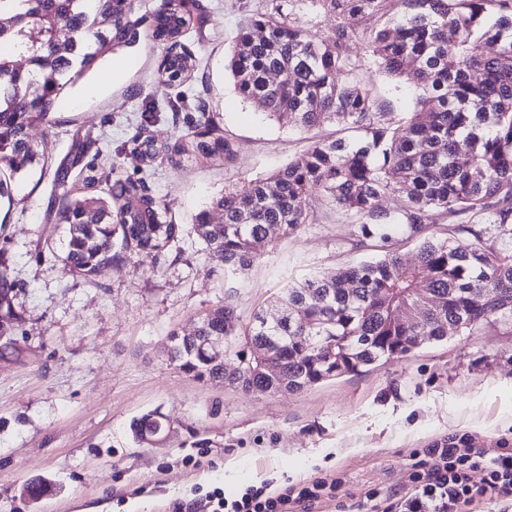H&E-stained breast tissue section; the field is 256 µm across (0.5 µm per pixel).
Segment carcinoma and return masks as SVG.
<instances>
[{"label": "carcinoma", "mask_w": 512, "mask_h": 512, "mask_svg": "<svg viewBox=\"0 0 512 512\" xmlns=\"http://www.w3.org/2000/svg\"><path fill=\"white\" fill-rule=\"evenodd\" d=\"M192 7L162 0L139 16L133 0H0V198L38 164L40 176L51 175L72 273L90 276L142 250L162 255L184 227L142 182L123 183L107 199L73 192L72 169H94L85 161L90 146L74 142L56 165L53 148L29 138L30 122L55 111L106 55L142 37L166 46L162 84L192 70L188 57L172 52ZM322 12L336 15L328 39L308 28ZM367 18L375 24L362 26ZM358 40L359 57L350 54ZM18 57L27 68L17 67ZM370 65L417 91L413 111H379L361 78ZM228 67L238 94L270 118L303 131L331 121L345 136L314 141L269 176L224 191L212 201L223 223H212L205 208L193 215L191 230L224 262V303L198 316L195 336L170 334L176 368L245 390L298 391L450 331L512 327V240H502L512 231V0H269L266 10L246 14ZM196 111L164 147L139 129L130 154L142 164L190 150L230 157L205 101ZM313 190L354 225L358 244L377 242L381 253L335 278L309 274L287 285L272 298L278 319L261 307L242 324L232 302L237 278L257 260L256 244L313 223L306 208ZM387 195L400 198L393 212L379 207ZM440 217L448 221L443 235H427ZM400 229L418 241L412 265L389 248ZM11 290L3 269V321L14 319ZM404 307L417 312L413 322L396 318ZM207 336L224 337V357L204 346ZM268 359L277 373L265 368ZM134 432L143 443L170 427L152 412Z\"/></svg>", "instance_id": "carcinoma-1"}]
</instances>
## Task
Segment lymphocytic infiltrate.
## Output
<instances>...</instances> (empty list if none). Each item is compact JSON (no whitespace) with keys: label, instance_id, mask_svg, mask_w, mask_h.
I'll return each instance as SVG.
<instances>
[{"label":"lymphocytic infiltrate","instance_id":"f902f5d3","mask_svg":"<svg viewBox=\"0 0 512 512\" xmlns=\"http://www.w3.org/2000/svg\"><path fill=\"white\" fill-rule=\"evenodd\" d=\"M483 469L481 484L470 473ZM410 489L400 496H384L379 490L369 498L381 500L382 512H466L483 498L512 507V448H478L469 443L444 441L424 449L422 459L411 466ZM336 483L319 478L291 485L278 493L247 488L236 500L226 501L221 492L202 502L203 512H316L323 500L333 498Z\"/></svg>","mask_w":512,"mask_h":512}]
</instances>
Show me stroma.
<instances>
[{
  "mask_svg": "<svg viewBox=\"0 0 512 512\" xmlns=\"http://www.w3.org/2000/svg\"><path fill=\"white\" fill-rule=\"evenodd\" d=\"M260 0H198L181 39L197 68L159 90L164 46L148 41L115 51L113 74L79 78L51 120L33 119L29 136L62 159L74 140H95L94 193L116 180H143L179 224L225 188L265 177L315 140L338 137L327 122L305 132L278 124L239 96L227 57L246 9ZM363 79L381 111L405 114L413 95L401 81L368 69ZM205 101L234 156L162 159L147 171L127 158L137 130L174 142L183 119ZM48 181L31 173L0 204V268L16 314L0 349V512H167L221 489L276 491L317 478L338 480L319 512H377L370 489H408L413 451L451 438L512 448V330L480 325L353 375L290 392H245L199 380L170 364L171 332L185 335L198 315L224 301V264L186 232L166 256L142 251L125 266L91 277L62 262L65 224L49 219ZM315 221L276 244L238 283L242 321L292 280L333 278L378 255L357 244L352 226L319 193L307 199ZM173 423L165 443L138 442L132 425L150 411ZM45 482L39 499L26 485Z\"/></svg>",
  "mask_w": 512,
  "mask_h": 512,
  "instance_id": "obj_1",
  "label": "stroma"
}]
</instances>
